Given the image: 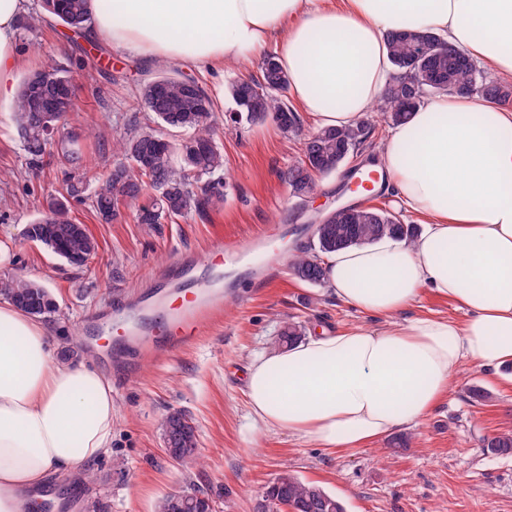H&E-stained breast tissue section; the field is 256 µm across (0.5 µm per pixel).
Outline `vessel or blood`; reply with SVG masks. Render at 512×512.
Returning a JSON list of instances; mask_svg holds the SVG:
<instances>
[{"instance_id":"vessel-or-blood-1","label":"vessel or blood","mask_w":512,"mask_h":512,"mask_svg":"<svg viewBox=\"0 0 512 512\" xmlns=\"http://www.w3.org/2000/svg\"><path fill=\"white\" fill-rule=\"evenodd\" d=\"M283 232V226L272 225L245 241L219 240L202 260L190 254L180 255L170 267L177 286L160 285L130 305H117L110 317L94 326L98 332L110 328L115 331L112 353L115 370L133 377L142 359L168 360L194 343L201 326L221 323L224 293L207 280L197 278L199 265L230 277L251 274L253 287L262 288L266 279L257 276L255 270L273 265L275 244Z\"/></svg>"}]
</instances>
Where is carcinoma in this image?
I'll return each mask as SVG.
<instances>
[{
    "instance_id": "cac0c4a2",
    "label": "carcinoma",
    "mask_w": 512,
    "mask_h": 512,
    "mask_svg": "<svg viewBox=\"0 0 512 512\" xmlns=\"http://www.w3.org/2000/svg\"><path fill=\"white\" fill-rule=\"evenodd\" d=\"M41 8L72 31L86 29L91 17L87 0H42ZM393 76L386 86L381 112L392 124L404 121L408 114L429 94L455 92L477 96L501 105L512 102V85L489 80L477 69L473 60L450 46L441 36L430 31L396 32L387 36ZM429 47L428 55L415 61L412 47ZM42 81L25 79L15 100L18 130L32 164L39 165L59 129L62 115L37 112L40 97H59L65 113L74 111L75 92L70 72L54 65L38 71ZM260 91L248 94L240 84L230 88L237 106L232 117L250 122L270 119L282 132L295 133L300 121L289 105L285 92L287 75L275 60L265 57L261 78L255 81ZM138 105L147 112L152 128L134 120L127 131L113 142V150L124 161L116 164L96 186L93 208L100 219L110 222L120 216L121 208L138 201L151 188L156 192L149 205H139L135 219L139 224H159L164 218L196 214L205 217L224 204V154L216 138L213 104L210 94L198 80L187 87V77L162 69L152 80L138 89ZM183 132L173 139L163 130ZM371 124L360 120L344 129L319 128L304 139L302 154L288 167L286 181L292 193L315 191L314 175L335 171L343 158L359 150L367 141ZM66 173V196L52 198L40 218L27 225L28 240L48 248L72 267L81 268L97 252L98 243L86 227L74 221L68 198L80 197L83 189L79 171L86 167V157L78 149L63 154ZM204 176L210 181L201 183ZM418 227L404 224L392 212L375 206L359 207L340 220L313 225V242L296 250L291 259L294 275L301 281L321 286L327 270L323 257L332 252L364 246L384 236L412 239ZM0 295L24 312L37 317L51 315L57 306L43 286L21 277L0 279ZM306 327L299 321L287 320L280 327L277 343L291 346L305 336ZM165 452L187 466L197 464L196 428L180 411L166 415L162 423ZM483 451L497 456L512 455V432L500 433L483 441ZM288 505L293 512H346L343 503L324 488L306 482L290 472L275 477L254 506V512H277ZM213 499L200 487L190 484L162 497L156 512H213Z\"/></svg>"
}]
</instances>
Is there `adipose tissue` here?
I'll return each mask as SVG.
<instances>
[{"mask_svg":"<svg viewBox=\"0 0 512 512\" xmlns=\"http://www.w3.org/2000/svg\"><path fill=\"white\" fill-rule=\"evenodd\" d=\"M92 39L195 68L274 48L290 90L319 127L347 128L390 80L387 36L429 28L512 76V0H88ZM0 0V99L20 66L16 20ZM387 183L425 219L413 239L384 237L326 260L339 301L373 326L324 331L255 357L254 420L322 448H362L414 427L463 365L512 363V109L458 94L424 99L383 141ZM429 291L465 320L395 318ZM44 324L0 303V512H39L38 488L112 446V384L81 361L54 362Z\"/></svg>","mask_w":512,"mask_h":512,"instance_id":"ef3b65f1","label":"adipose tissue"}]
</instances>
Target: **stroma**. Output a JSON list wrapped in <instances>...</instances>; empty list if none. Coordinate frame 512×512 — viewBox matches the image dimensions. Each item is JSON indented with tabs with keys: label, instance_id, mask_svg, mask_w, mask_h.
Instances as JSON below:
<instances>
[{
	"label": "stroma",
	"instance_id": "obj_1",
	"mask_svg": "<svg viewBox=\"0 0 512 512\" xmlns=\"http://www.w3.org/2000/svg\"><path fill=\"white\" fill-rule=\"evenodd\" d=\"M17 31L26 64L16 81L56 64L69 68L76 83L78 110L54 135L50 154L37 170L27 165L12 100L0 99V240L11 239L16 255L11 265L0 267V278L21 276L49 289L57 305L44 320L53 338V359L68 348L74 358L111 374V367L101 363L111 336L87 341L86 329L111 314L117 300L132 302L154 277L167 272L177 254L203 257L213 242L244 240L267 224L290 228L279 244L283 258L309 243L311 227L284 174L299 159L302 138L316 122L301 114L296 135L283 133L270 120L234 123L228 118L235 108L229 97L214 117L224 152L222 208L205 218L193 214L146 225L136 223L132 205L107 223L90 200L72 201L74 216L98 243L97 253L81 268L27 241V225L63 192L57 162L61 148L77 144L97 172L110 171L120 160L110 137L138 115L137 89L157 75L159 66L103 42L91 47L86 37L71 34L48 16L33 28L19 22ZM260 66L252 59L224 64L216 72L188 67L184 73L218 89L258 78ZM364 118L372 126L365 150L316 178L312 204L322 212L358 200L348 173L371 160L393 128L379 112ZM101 127L109 139L97 137ZM288 317L311 333L371 321L323 287L300 281L287 266L260 293L228 294L222 324L203 327L198 341L171 361H141L133 378L113 381L118 413L111 451L90 465L96 483L77 488L67 477L48 480L58 503L46 505L44 512H154L164 495L189 483L209 489L216 512H253L265 486L285 471L322 486L346 512H512V456L482 450L484 439L512 431V365L492 377L464 366L448 398L410 428L409 448L387 456L377 444L329 450L284 431L265 430L249 413L247 367L256 355L275 351L280 323ZM475 388L486 391V399L473 398ZM174 410L184 411L196 426L200 462L191 469L164 450L161 422Z\"/></svg>",
	"mask_w": 512,
	"mask_h": 512
}]
</instances>
